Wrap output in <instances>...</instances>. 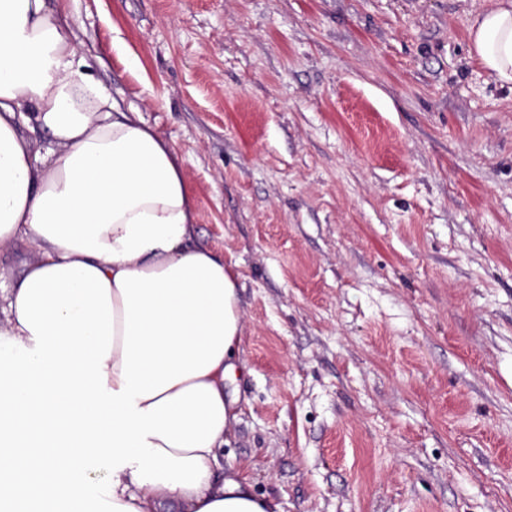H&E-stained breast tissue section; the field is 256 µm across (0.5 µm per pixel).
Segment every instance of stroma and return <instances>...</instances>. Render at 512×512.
I'll return each mask as SVG.
<instances>
[{
    "instance_id": "35a3bbf8",
    "label": "stroma",
    "mask_w": 512,
    "mask_h": 512,
    "mask_svg": "<svg viewBox=\"0 0 512 512\" xmlns=\"http://www.w3.org/2000/svg\"><path fill=\"white\" fill-rule=\"evenodd\" d=\"M484 0H50L235 262L225 470L281 512H512V89ZM469 23V54L496 84L512 89V1L487 0Z\"/></svg>"
}]
</instances>
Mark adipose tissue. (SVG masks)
Instances as JSON below:
<instances>
[{
  "label": "adipose tissue",
  "instance_id": "obj_1",
  "mask_svg": "<svg viewBox=\"0 0 512 512\" xmlns=\"http://www.w3.org/2000/svg\"><path fill=\"white\" fill-rule=\"evenodd\" d=\"M64 25L46 0H0V249L34 246L0 284V505L280 512L222 466L239 275L196 242L173 148L116 111ZM469 36L512 87V0H487Z\"/></svg>",
  "mask_w": 512,
  "mask_h": 512
}]
</instances>
